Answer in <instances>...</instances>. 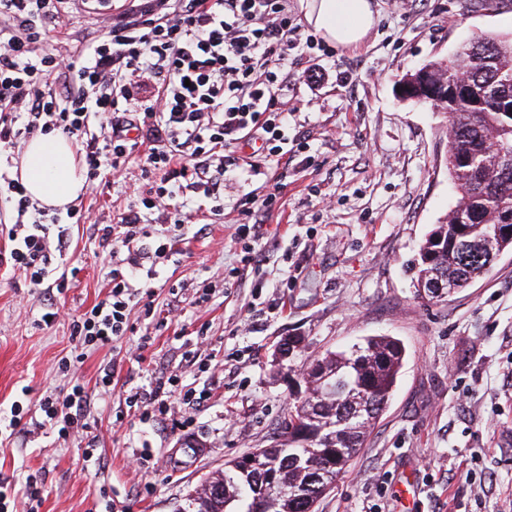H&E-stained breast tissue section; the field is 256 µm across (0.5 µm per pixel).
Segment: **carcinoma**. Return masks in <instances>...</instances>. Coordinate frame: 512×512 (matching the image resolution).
<instances>
[{
  "instance_id": "1",
  "label": "carcinoma",
  "mask_w": 512,
  "mask_h": 512,
  "mask_svg": "<svg viewBox=\"0 0 512 512\" xmlns=\"http://www.w3.org/2000/svg\"><path fill=\"white\" fill-rule=\"evenodd\" d=\"M467 68L480 91L473 104L464 97L453 103H430L447 114L454 127L448 140V176L456 200L448 221L432 234L444 236L442 249L426 238L413 260L416 283L436 276L450 295L485 276L496 257L512 251V236L496 240L494 253L483 247L492 225L512 218V38L487 34L469 41L451 58L427 67L450 81L458 67ZM488 153L508 161L500 173H483ZM354 349L327 351L317 357L336 370L346 387L343 396L328 393L326 382L315 373V362L303 370L305 390L290 407L283 421L282 439L240 457L207 477L186 498L184 512H254L255 498L264 500V512H316L318 500L303 499L309 470L327 467L325 478L332 485L336 476L366 444L377 420L390 400L405 351L387 336H370Z\"/></svg>"
}]
</instances>
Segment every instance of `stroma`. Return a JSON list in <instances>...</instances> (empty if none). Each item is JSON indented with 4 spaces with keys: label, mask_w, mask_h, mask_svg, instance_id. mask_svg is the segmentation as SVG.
I'll list each match as a JSON object with an SVG mask.
<instances>
[{
    "label": "stroma",
    "mask_w": 512,
    "mask_h": 512,
    "mask_svg": "<svg viewBox=\"0 0 512 512\" xmlns=\"http://www.w3.org/2000/svg\"><path fill=\"white\" fill-rule=\"evenodd\" d=\"M373 4L378 22L364 43L311 60L317 79L288 93L296 107L288 132L305 137L303 156L284 165L269 158L256 176L227 172L220 216L189 193L193 219L180 241L156 219L143 246L169 241L173 255L151 282L155 318L139 305L131 311L136 335L83 354L70 323L108 294L112 260L93 227L128 211L144 185L138 166L103 192L85 187L76 201L87 221L70 225L64 263L78 273L58 296L64 315L53 325H40L39 291L23 272L0 265V410L24 389L34 406L76 383L94 396L93 461L51 424L0 439V480L19 488L27 475L42 476L38 512H174L206 474L277 438L307 362L367 336L398 339L403 366L365 447L318 512H512V252L444 302L417 296L410 263L453 201L448 119L397 91L403 75L452 56L465 39L511 35L512 0L494 12L477 0ZM128 6L73 0L67 42L98 35ZM280 176L282 206L265 219L259 272L228 277L242 257L233 233L246 195L266 193ZM172 303L180 320L165 317ZM144 331L153 343L141 351ZM287 336L303 344L280 366L275 348ZM188 350L207 372L186 367ZM65 357L72 364L63 372ZM109 361L115 375L102 396L99 367ZM172 375L208 399L143 422L127 394ZM144 449L162 454L164 468L129 467Z\"/></svg>",
    "instance_id": "obj_1"
}]
</instances>
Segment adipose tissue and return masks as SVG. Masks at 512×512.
Listing matches in <instances>:
<instances>
[{"label":"adipose tissue","instance_id":"adipose-tissue-1","mask_svg":"<svg viewBox=\"0 0 512 512\" xmlns=\"http://www.w3.org/2000/svg\"><path fill=\"white\" fill-rule=\"evenodd\" d=\"M303 10L317 33L342 48L361 45L378 21L372 0H306ZM19 174L31 199L51 210H66L86 181L69 140L51 134L25 144Z\"/></svg>","mask_w":512,"mask_h":512}]
</instances>
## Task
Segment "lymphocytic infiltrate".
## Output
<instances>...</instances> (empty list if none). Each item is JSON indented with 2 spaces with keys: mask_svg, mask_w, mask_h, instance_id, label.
Here are the masks:
<instances>
[{
  "mask_svg": "<svg viewBox=\"0 0 512 512\" xmlns=\"http://www.w3.org/2000/svg\"><path fill=\"white\" fill-rule=\"evenodd\" d=\"M69 0H0V154L34 134L61 132L75 140L89 180L139 163L158 182L139 193L119 223L98 230L102 245L127 247L113 257L105 300L73 317L71 335L81 348L99 349L132 334L130 312L142 305L152 316L154 279L167 245L137 249L149 237L145 216L166 215L175 228L187 216L183 190H202L213 214L224 211V175L253 167L239 154L243 139L260 141L271 156L300 152L304 143L288 135V90L311 78L301 64L308 51H325L324 41L303 32L288 0H138L107 20L104 32L80 47L58 43L38 47L43 35L66 28ZM99 137L86 138L90 126ZM0 197L11 220L0 225L9 243L6 262L37 287L63 290L67 273L53 265L65 244L66 229L34 220L37 207L21 181L0 172ZM278 201L270 192L251 198L246 223L235 237L245 244L244 264L267 232L261 218ZM195 389L135 391L126 404L146 422L170 417L175 405L195 400ZM93 398L83 385L45 397L47 421L71 427L84 420Z\"/></svg>",
  "mask_w": 512,
  "mask_h": 512,
  "instance_id": "obj_1",
  "label": "lymphocytic infiltrate"
}]
</instances>
